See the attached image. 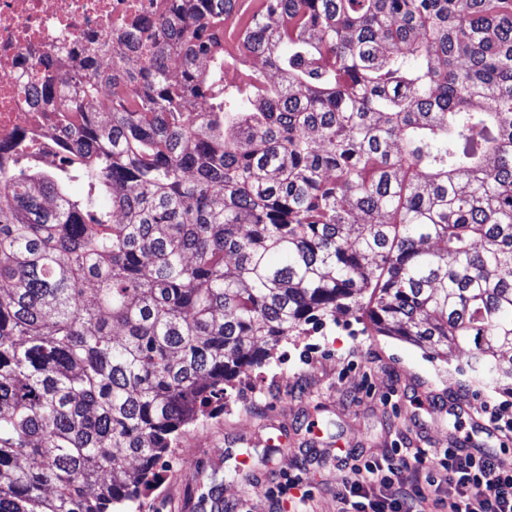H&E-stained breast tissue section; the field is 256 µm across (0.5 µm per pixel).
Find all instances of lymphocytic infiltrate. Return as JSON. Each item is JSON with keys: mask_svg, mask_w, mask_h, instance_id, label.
I'll return each mask as SVG.
<instances>
[{"mask_svg": "<svg viewBox=\"0 0 512 512\" xmlns=\"http://www.w3.org/2000/svg\"><path fill=\"white\" fill-rule=\"evenodd\" d=\"M428 486L447 489V497L428 499ZM380 488L391 497H378ZM336 497L339 512H425L428 500L448 512H512V465L458 447L413 448L357 464Z\"/></svg>", "mask_w": 512, "mask_h": 512, "instance_id": "lymphocytic-infiltrate-1", "label": "lymphocytic infiltrate"}]
</instances>
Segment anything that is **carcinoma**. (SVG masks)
<instances>
[{
  "instance_id": "obj_1",
  "label": "carcinoma",
  "mask_w": 512,
  "mask_h": 512,
  "mask_svg": "<svg viewBox=\"0 0 512 512\" xmlns=\"http://www.w3.org/2000/svg\"><path fill=\"white\" fill-rule=\"evenodd\" d=\"M235 6L153 0L112 67L39 62L59 136L0 161V512H127L341 315L512 390V0H271L236 60Z\"/></svg>"
}]
</instances>
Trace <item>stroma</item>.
<instances>
[{
    "instance_id": "stroma-1",
    "label": "stroma",
    "mask_w": 512,
    "mask_h": 512,
    "mask_svg": "<svg viewBox=\"0 0 512 512\" xmlns=\"http://www.w3.org/2000/svg\"><path fill=\"white\" fill-rule=\"evenodd\" d=\"M460 354L445 357L398 336L374 334L354 319L327 322L281 342L271 366L241 374L223 410L182 431L158 484L140 497L146 512H338L336 492L355 460L394 448H444L512 464V438L482 427L486 411L512 409V394L471 383ZM289 448L261 463L266 438ZM254 462L225 476L242 453ZM301 472L306 500L272 497L276 483Z\"/></svg>"
}]
</instances>
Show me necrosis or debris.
Returning a JSON list of instances; mask_svg holds the SVG:
<instances>
[{
  "label": "necrosis or debris",
  "mask_w": 512,
  "mask_h": 512,
  "mask_svg": "<svg viewBox=\"0 0 512 512\" xmlns=\"http://www.w3.org/2000/svg\"><path fill=\"white\" fill-rule=\"evenodd\" d=\"M150 0H0V145L31 127L33 61L56 54L64 71L107 62L103 36L145 14Z\"/></svg>",
  "instance_id": "1"
}]
</instances>
